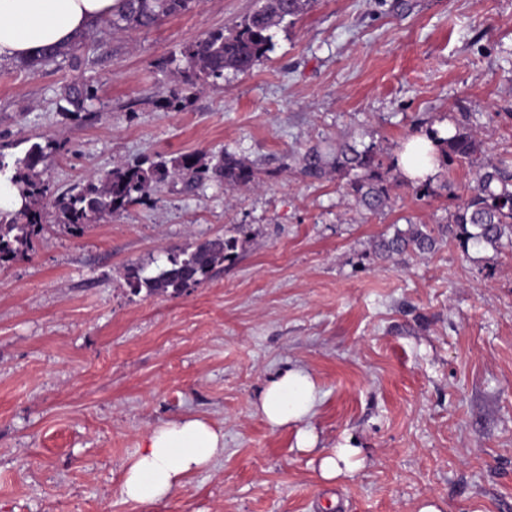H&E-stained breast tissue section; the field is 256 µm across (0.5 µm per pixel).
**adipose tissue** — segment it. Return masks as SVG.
Wrapping results in <instances>:
<instances>
[{
  "label": "adipose tissue",
  "mask_w": 512,
  "mask_h": 512,
  "mask_svg": "<svg viewBox=\"0 0 512 512\" xmlns=\"http://www.w3.org/2000/svg\"><path fill=\"white\" fill-rule=\"evenodd\" d=\"M116 0H0V61L32 59L50 46L67 47L112 16ZM424 137L412 138L399 155L403 176L424 181L438 173ZM317 385L302 368H289L271 378L256 404L257 414L273 428L294 425L303 448L317 437ZM224 455V431L196 415L156 427L128 461L122 494L132 502L165 500L191 475L209 468Z\"/></svg>",
  "instance_id": "ef3b65f1"
}]
</instances>
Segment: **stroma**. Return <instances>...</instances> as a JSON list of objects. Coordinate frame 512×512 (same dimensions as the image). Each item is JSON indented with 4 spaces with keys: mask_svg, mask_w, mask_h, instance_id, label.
Here are the masks:
<instances>
[{
    "mask_svg": "<svg viewBox=\"0 0 512 512\" xmlns=\"http://www.w3.org/2000/svg\"><path fill=\"white\" fill-rule=\"evenodd\" d=\"M257 5L193 0L148 31L100 27L77 66L0 62V153L53 139L39 169L54 193L191 152L235 154L258 177L232 194L170 182L81 235L46 224L0 266V512H417L430 497L512 512V244L374 253L409 224L447 223L478 164L512 155V0H313L260 66L163 110L177 83L164 59ZM83 81L94 112H60ZM464 114L478 151L422 199L402 186L373 214L295 168L326 140L394 156ZM236 226L242 247L204 283L127 288V266L154 274ZM287 367L317 384L311 450L255 412ZM184 415L223 428V458L161 502L126 500L129 458ZM347 444L361 467L324 482L320 452Z\"/></svg>",
    "mask_w": 512,
    "mask_h": 512,
    "instance_id": "stroma-1",
    "label": "stroma"
}]
</instances>
